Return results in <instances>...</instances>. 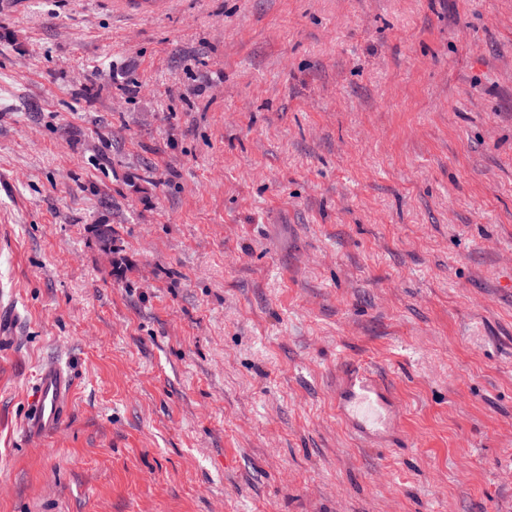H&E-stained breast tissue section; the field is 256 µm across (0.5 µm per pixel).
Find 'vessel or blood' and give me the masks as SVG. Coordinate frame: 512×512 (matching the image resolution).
I'll return each mask as SVG.
<instances>
[{
    "mask_svg": "<svg viewBox=\"0 0 512 512\" xmlns=\"http://www.w3.org/2000/svg\"><path fill=\"white\" fill-rule=\"evenodd\" d=\"M72 380L56 365H44L33 386L26 429L34 436L59 431L66 420ZM336 408L344 423L368 443L389 447L400 427L398 407L386 386L359 367L346 368L336 384Z\"/></svg>",
    "mask_w": 512,
    "mask_h": 512,
    "instance_id": "1",
    "label": "vessel or blood"
}]
</instances>
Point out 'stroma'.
<instances>
[{"instance_id":"1","label":"stroma","mask_w":512,"mask_h":512,"mask_svg":"<svg viewBox=\"0 0 512 512\" xmlns=\"http://www.w3.org/2000/svg\"><path fill=\"white\" fill-rule=\"evenodd\" d=\"M0 335V512H512V0H0ZM73 390L72 380L58 366L44 365L33 386L32 410L26 429L34 436L59 431L66 420ZM344 423L377 448H388L400 427L398 407L386 386L359 367L346 368L336 384Z\"/></svg>"}]
</instances>
